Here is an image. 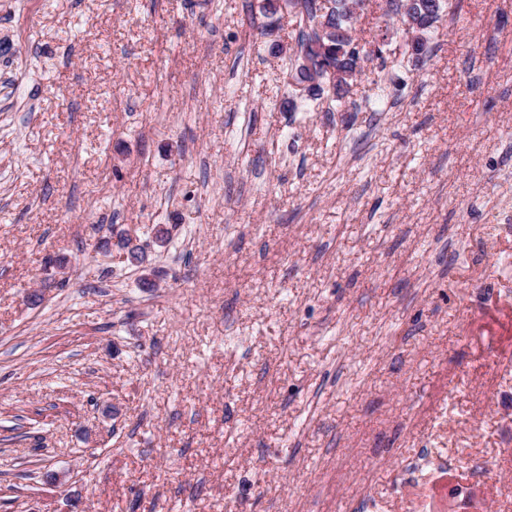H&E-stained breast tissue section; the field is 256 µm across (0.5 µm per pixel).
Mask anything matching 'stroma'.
<instances>
[{"mask_svg": "<svg viewBox=\"0 0 512 512\" xmlns=\"http://www.w3.org/2000/svg\"><path fill=\"white\" fill-rule=\"evenodd\" d=\"M261 5L0 0V512H512V0L339 100Z\"/></svg>", "mask_w": 512, "mask_h": 512, "instance_id": "obj_1", "label": "stroma"}]
</instances>
